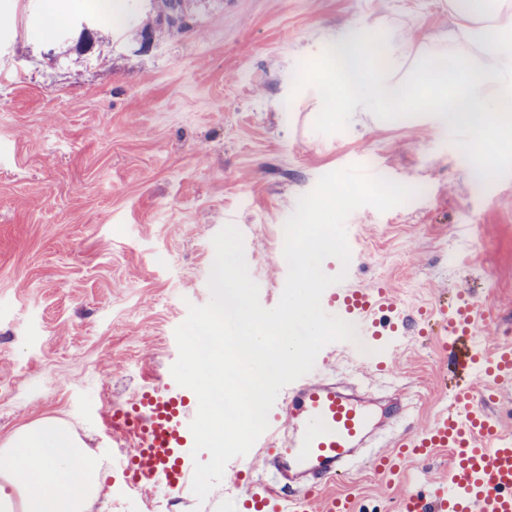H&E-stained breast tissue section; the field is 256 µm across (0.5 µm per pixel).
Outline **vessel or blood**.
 Wrapping results in <instances>:
<instances>
[{"instance_id": "vessel-or-blood-1", "label": "vessel or blood", "mask_w": 512, "mask_h": 512, "mask_svg": "<svg viewBox=\"0 0 512 512\" xmlns=\"http://www.w3.org/2000/svg\"><path fill=\"white\" fill-rule=\"evenodd\" d=\"M321 306L353 324L358 337L377 343L380 358L368 372L389 375L393 352L406 338L403 308L392 290L345 279L323 292ZM433 315L440 347L464 377L452 388L448 407L427 426L406 425L412 400L399 390L390 398L387 420L373 422L368 398L344 393L334 379V356L356 352V340L331 343L311 372L279 392L252 456L231 462L235 474L253 472L256 480L236 497L214 499L210 512L241 506L250 512H316L321 498L325 512H351L349 497L323 496V488L365 457L379 473H393V448L409 461L444 448L449 460L447 475L400 498L399 512H512V433L502 429L493 407L495 392L512 390V343L481 349L489 323L473 290H456ZM131 409L124 420L131 441L114 452L118 468L140 494L181 503L189 495L194 460L179 386L148 390Z\"/></svg>"}]
</instances>
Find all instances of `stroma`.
<instances>
[{
	"instance_id": "obj_1",
	"label": "stroma",
	"mask_w": 512,
	"mask_h": 512,
	"mask_svg": "<svg viewBox=\"0 0 512 512\" xmlns=\"http://www.w3.org/2000/svg\"><path fill=\"white\" fill-rule=\"evenodd\" d=\"M0 0V444L44 418L70 425L104 463L122 430L113 403L167 383L175 330L211 294L214 236L242 234L263 307L283 292L282 230L319 178L376 166L414 196L348 225L357 260L327 259L395 289L407 311L471 285L481 312L512 340V118L494 170L430 114L356 121L318 78L352 23L395 29L403 64L443 47L448 0H196L188 26L142 47L152 0H125L121 24L99 0ZM99 36L79 51L82 29ZM471 266L455 263L457 252ZM434 339L395 353V376L369 380L379 401L409 384L414 425L452 385ZM447 451L385 486L351 478L354 512H396L414 483L439 478ZM92 512H168L106 480Z\"/></svg>"
}]
</instances>
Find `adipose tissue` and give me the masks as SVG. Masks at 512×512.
<instances>
[{"instance_id":"adipose-tissue-1","label":"adipose tissue","mask_w":512,"mask_h":512,"mask_svg":"<svg viewBox=\"0 0 512 512\" xmlns=\"http://www.w3.org/2000/svg\"><path fill=\"white\" fill-rule=\"evenodd\" d=\"M452 3V47L428 59L426 81L415 71L361 67L368 45L382 56L393 49L392 33L372 34L357 24L336 39L326 77L336 88L338 110L360 101L365 111L399 119L423 99L441 121L477 132L480 142H495L502 115L512 112V80L501 75L512 63V0ZM103 475L100 459L68 425L51 418L34 422L0 445V512H91Z\"/></svg>"}]
</instances>
